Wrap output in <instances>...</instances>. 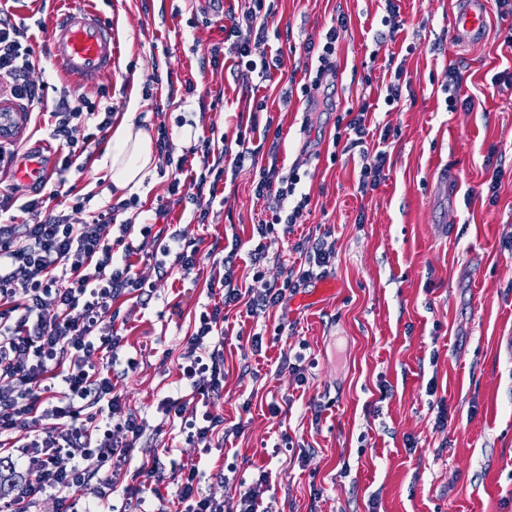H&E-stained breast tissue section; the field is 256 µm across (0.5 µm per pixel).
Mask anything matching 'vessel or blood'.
I'll return each mask as SVG.
<instances>
[{
  "label": "vessel or blood",
  "instance_id": "vessel-or-blood-1",
  "mask_svg": "<svg viewBox=\"0 0 512 512\" xmlns=\"http://www.w3.org/2000/svg\"><path fill=\"white\" fill-rule=\"evenodd\" d=\"M452 45L479 41L488 28L486 0H457L452 16ZM44 39L50 61L57 71L72 78L78 86H90L111 74L118 56V45L111 23L105 21L85 0L78 8L66 7L46 28ZM15 178L37 184L51 172L38 161H20Z\"/></svg>",
  "mask_w": 512,
  "mask_h": 512
}]
</instances>
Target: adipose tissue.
Masks as SVG:
<instances>
[{
  "label": "adipose tissue",
  "instance_id": "ef3b65f1",
  "mask_svg": "<svg viewBox=\"0 0 512 512\" xmlns=\"http://www.w3.org/2000/svg\"><path fill=\"white\" fill-rule=\"evenodd\" d=\"M116 188H137L156 166L152 136L134 112L124 113L112 133L105 156Z\"/></svg>",
  "mask_w": 512,
  "mask_h": 512
}]
</instances>
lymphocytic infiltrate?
Here are the masks:
<instances>
[{
	"mask_svg": "<svg viewBox=\"0 0 512 512\" xmlns=\"http://www.w3.org/2000/svg\"><path fill=\"white\" fill-rule=\"evenodd\" d=\"M274 16L268 0H248L241 16L225 29L224 46L212 48L207 64L219 66L226 52L249 72L269 70L268 61L253 59L252 46L264 40ZM346 24L345 16H338L318 42H307V51L316 52L318 62L301 86L307 102H314L324 77L335 71L339 30ZM40 64L28 26L11 21L0 10V71L13 78L11 98L22 104L28 120L49 127L62 169L84 172L88 149L106 138L114 110L83 95L74 105L64 97L48 103L42 88L31 80ZM280 137V130L271 125H251L238 130L239 150L232 155L224 134L215 131L177 159L170 154L166 126L158 127L155 140L160 164L173 170L168 192L185 195L197 224L208 223L226 167L257 164L253 193L264 201L266 212L255 226L260 242L248 252L257 267L268 259L264 238L278 230L293 234L310 204L309 195L297 190V170L286 172L274 161L259 162L261 143ZM195 163L201 170L192 177L193 191L186 195L181 176ZM68 195L61 180L33 187L21 203L14 193H0V512H38L44 496L56 499L60 512H72L78 498L87 494L100 508L118 491L123 502L116 512H145V490L165 481L175 485L183 512H269L262 499L269 481L265 470L243 484L237 500L229 502L204 491L196 466L156 460L151 467L130 469L146 422L122 407L115 385L116 359L104 362L99 357L122 342L112 304L132 293L149 296L155 290L154 283L136 271L131 254L148 255L158 269L174 264L188 275L199 264V243L179 233L162 239L148 219L137 227L122 224L118 236H111L116 213L129 207L125 200L75 223L72 214L82 211L83 205L66 208ZM240 248V242H233L210 276L222 301L204 308L183 340L180 369L190 397L167 396L158 403L166 421L179 424L187 441L200 448L245 429L241 422L225 427L223 416L207 408L224 394L220 335L225 307L242 303L249 316L261 317L287 303L306 284L327 276L336 258L326 239L311 245L295 240L288 250L299 255V262H280L277 278L246 296L233 283Z\"/></svg>",
	"mask_w": 512,
	"mask_h": 512,
	"instance_id": "obj_1",
	"label": "lymphocytic infiltrate"
}]
</instances>
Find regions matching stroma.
I'll list each match as a JSON object with an SVG mask.
<instances>
[{"label": "stroma", "mask_w": 512, "mask_h": 512, "mask_svg": "<svg viewBox=\"0 0 512 512\" xmlns=\"http://www.w3.org/2000/svg\"><path fill=\"white\" fill-rule=\"evenodd\" d=\"M119 39V57L100 87H68L53 68L36 72L49 101L62 89L71 96L102 98L116 114L137 103L149 130L172 126V157H180L210 129L234 139L252 101L265 99L280 122L279 158L298 169L299 188L310 204L296 235H329L336 250L330 279L339 291L327 297L303 287L285 305L264 317L268 331L262 353L248 341L256 327L244 306L224 312V398L215 413L226 425L245 422L240 437L203 449L186 443L157 410L168 395L189 390L178 366L179 346L204 305L219 301L208 283L221 249L232 240L248 244L263 211L252 192L253 172L243 168L227 181L213 204L209 223L195 224L189 211L167 193L168 179L151 171L136 190L114 188L103 157L109 146L90 147L84 173L58 170L46 131L25 126L24 154L40 153L56 179L90 195L89 212L118 199H137L138 209L160 212V224L201 240L198 274L158 276L143 254L129 260L156 291L147 305L135 296L115 301V325L124 338L120 360L137 367L118 378L125 407L146 418L148 428L135 448L131 468L153 459L195 464L203 486L233 500L238 480L223 484L217 473L235 464L254 475L273 471L263 496L273 512H512V90L497 85L512 72V16L491 14L482 41L448 51L456 0H398L404 27L395 40L378 42L380 0H276L273 21L288 30L285 39L256 45L255 55L277 53L266 80L234 70L206 68L202 59L224 40V28L241 15L246 0H94ZM60 8L59 0H10L15 21L26 23L37 54H45L42 28ZM345 14L337 69L326 86L336 108L310 112L304 101L279 99L284 85L300 89L314 55L305 44ZM460 69L459 98L471 109H449L443 89L446 67ZM403 69L408 85L398 107H388L383 82ZM168 82L151 86L153 73ZM193 95H186V84ZM368 100L372 125L391 126L387 143L370 139L369 152L390 157L378 189L357 190L363 163L359 152L334 153L337 114ZM191 116L190 133L175 128L176 116ZM500 165L504 177L496 202L480 192ZM456 170V192L437 183L441 168ZM282 336H274L276 327ZM305 349L316 365L306 388L277 373L283 353ZM435 394H428V383ZM290 400L288 413L270 417L271 401ZM321 403L320 418L309 405ZM446 426H438V403ZM309 449L299 466L288 449H275L280 434ZM319 499H312L313 489Z\"/></svg>", "instance_id": "35a3bbf8"}]
</instances>
